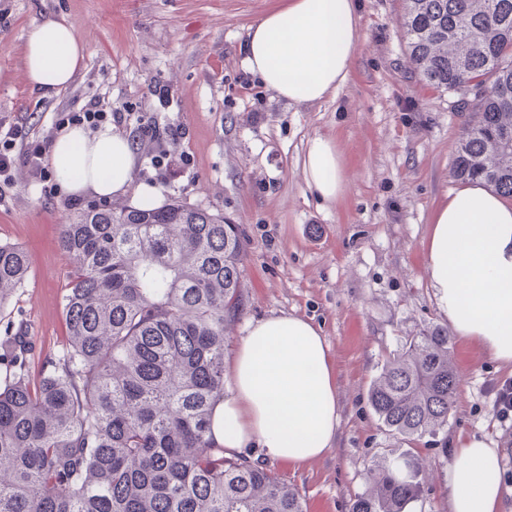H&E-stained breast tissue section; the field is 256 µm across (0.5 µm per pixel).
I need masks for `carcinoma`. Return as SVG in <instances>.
Here are the masks:
<instances>
[{
  "instance_id": "cac0c4a2",
  "label": "carcinoma",
  "mask_w": 512,
  "mask_h": 512,
  "mask_svg": "<svg viewBox=\"0 0 512 512\" xmlns=\"http://www.w3.org/2000/svg\"><path fill=\"white\" fill-rule=\"evenodd\" d=\"M409 61L429 85L473 87L453 165L512 200V0H405ZM72 259L64 348L30 371L20 331L0 338V512H305L278 476L211 436L224 349L243 310L245 241L205 208L92 206L60 227ZM25 250L0 243V309ZM460 378L441 326L401 339L368 398L414 445L448 426ZM349 512H409L426 472L383 456Z\"/></svg>"
}]
</instances>
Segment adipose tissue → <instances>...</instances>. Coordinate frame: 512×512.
I'll use <instances>...</instances> for the list:
<instances>
[{
	"label": "adipose tissue",
	"instance_id": "1",
	"mask_svg": "<svg viewBox=\"0 0 512 512\" xmlns=\"http://www.w3.org/2000/svg\"><path fill=\"white\" fill-rule=\"evenodd\" d=\"M355 0H288L248 29L245 62L267 89L309 106L348 81L358 47ZM87 47L66 20L49 18L29 34L24 69L32 87L60 92L84 63ZM135 162L128 138L104 126L95 133L63 128L50 164L75 197L134 193L158 205L154 186L131 188ZM343 158L325 137L310 140L305 181L326 202L341 198ZM429 283L456 336L477 342L512 366V204L482 183H462L434 210L425 242ZM233 388L212 412L211 431L225 455L257 445L265 455L300 464L321 457L336 440L339 407L329 349L320 329L300 316L258 320L237 347ZM497 449L471 436L451 451L448 512H505Z\"/></svg>",
	"mask_w": 512,
	"mask_h": 512
}]
</instances>
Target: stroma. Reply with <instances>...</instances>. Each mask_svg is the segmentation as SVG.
I'll return each instance as SVG.
<instances>
[{"mask_svg":"<svg viewBox=\"0 0 512 512\" xmlns=\"http://www.w3.org/2000/svg\"><path fill=\"white\" fill-rule=\"evenodd\" d=\"M286 0H0V123L54 138L57 113L108 98L183 138L162 137L164 168L135 145L133 185L155 186L161 204L179 200L224 214L246 241L244 309L225 360L251 323L289 313L318 324L336 375L340 422L333 448L295 465L247 448L243 457L299 493L308 512H349L378 457L414 452L427 479L412 512H447L449 446L471 435L503 448L491 386L512 368L477 343L452 338L460 376L447 429L410 446L377 421L367 391L402 337L443 325L425 270L432 212L457 185L452 164L466 117V90L435 89L411 69L399 27L402 0H358L359 42L348 82L310 107L270 91L246 96L247 29ZM47 18L66 19L87 44L73 84L52 95L32 90L26 39ZM223 61L222 76L212 65ZM166 88L160 103L152 87ZM316 136L337 143L345 193L337 202L307 186L302 159ZM95 196L78 199L54 176L16 167L0 188V243L29 257L23 288L0 310V335L23 325L36 359L60 349L62 297L71 269L59 232Z\"/></svg>","mask_w":512,"mask_h":512,"instance_id":"obj_1","label":"stroma"}]
</instances>
